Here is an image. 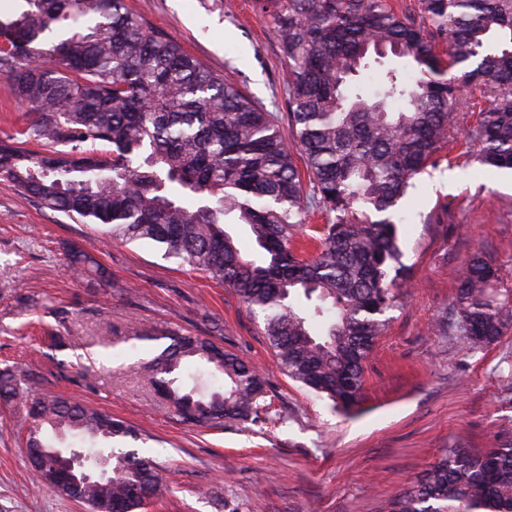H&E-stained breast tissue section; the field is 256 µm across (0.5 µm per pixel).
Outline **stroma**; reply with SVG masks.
<instances>
[{"mask_svg": "<svg viewBox=\"0 0 512 512\" xmlns=\"http://www.w3.org/2000/svg\"><path fill=\"white\" fill-rule=\"evenodd\" d=\"M256 105L288 120V61L257 0H128ZM465 140L427 169L399 227L406 286L344 409L284 374L235 292L148 244L103 240L94 225L19 197L0 177V368L33 390L72 396L141 428L161 465L144 512H379L448 449L512 446V331L473 348L454 306L466 261L484 252L512 289V180L481 167ZM105 270L71 272L72 248ZM66 321H59V313ZM447 330H440V322ZM200 336L258 367L280 421L182 423L138 368L139 336ZM23 408L0 401V512H86L28 466Z\"/></svg>", "mask_w": 512, "mask_h": 512, "instance_id": "stroma-1", "label": "stroma"}]
</instances>
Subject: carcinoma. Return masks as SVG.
I'll return each instance as SVG.
<instances>
[{
	"instance_id": "cac0c4a2",
	"label": "carcinoma",
	"mask_w": 512,
	"mask_h": 512,
	"mask_svg": "<svg viewBox=\"0 0 512 512\" xmlns=\"http://www.w3.org/2000/svg\"><path fill=\"white\" fill-rule=\"evenodd\" d=\"M0 13V76L30 118L0 137V177L19 196L114 242H147L231 288L293 381L345 408L387 326L406 269L397 222L417 176L460 129L464 102L486 107L466 140L475 160L512 170V0H261L288 59L295 146L276 119L170 37L146 29L126 0H23ZM301 154V175L295 154ZM326 223L295 246L308 204ZM248 226L244 252L224 228ZM473 256L456 305L467 341L512 329V290ZM170 340L147 364L151 385L182 421L270 420L261 371L199 336ZM222 386L188 388L182 362ZM0 400L26 406L29 448L78 437L105 445L112 481L72 494L57 461L28 456L33 476L90 512H136L159 489L156 460L129 446L140 431L7 369ZM380 512H512V446L451 448Z\"/></svg>"
}]
</instances>
